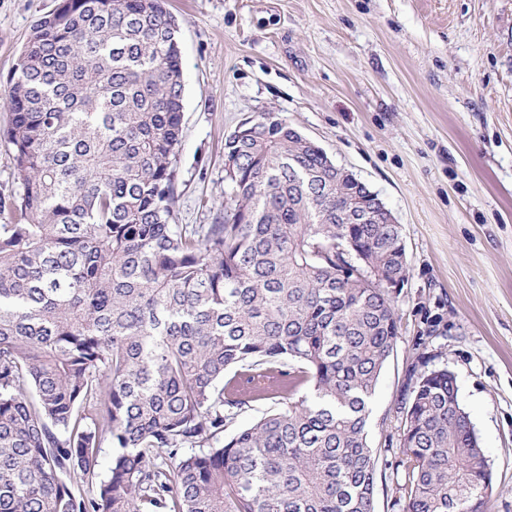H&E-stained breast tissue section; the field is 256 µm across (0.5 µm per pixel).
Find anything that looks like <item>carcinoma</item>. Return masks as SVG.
I'll use <instances>...</instances> for the list:
<instances>
[{
    "label": "carcinoma",
    "instance_id": "1",
    "mask_svg": "<svg viewBox=\"0 0 512 512\" xmlns=\"http://www.w3.org/2000/svg\"><path fill=\"white\" fill-rule=\"evenodd\" d=\"M166 2L60 0L0 96L21 184L0 197V512H375L399 225L358 219L363 189L268 113L224 144V222L175 223ZM401 413L405 512H489L454 373H410ZM274 402V400H264L253 403L251 407L245 409L244 412H242L231 424H229L227 430L225 431V436L233 434L239 428L245 427L252 423L254 420L258 419L265 412L276 408L277 405Z\"/></svg>",
    "mask_w": 512,
    "mask_h": 512
}]
</instances>
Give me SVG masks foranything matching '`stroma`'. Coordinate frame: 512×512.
Returning a JSON list of instances; mask_svg holds the SVG:
<instances>
[{
	"instance_id": "1",
	"label": "stroma",
	"mask_w": 512,
	"mask_h": 512,
	"mask_svg": "<svg viewBox=\"0 0 512 512\" xmlns=\"http://www.w3.org/2000/svg\"><path fill=\"white\" fill-rule=\"evenodd\" d=\"M59 0H0V89ZM183 61L176 221L221 220L224 139L270 113L376 192L409 273L369 403L375 512L396 490L399 411L427 357L457 379L512 512V0H168Z\"/></svg>"
}]
</instances>
